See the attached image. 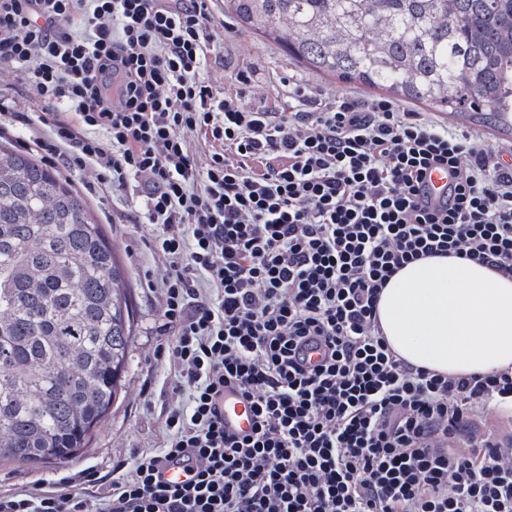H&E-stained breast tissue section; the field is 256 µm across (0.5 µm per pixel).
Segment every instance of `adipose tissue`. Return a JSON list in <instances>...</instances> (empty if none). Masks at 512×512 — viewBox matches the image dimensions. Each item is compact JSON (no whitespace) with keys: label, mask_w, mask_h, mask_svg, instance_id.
I'll use <instances>...</instances> for the list:
<instances>
[{"label":"adipose tissue","mask_w":512,"mask_h":512,"mask_svg":"<svg viewBox=\"0 0 512 512\" xmlns=\"http://www.w3.org/2000/svg\"><path fill=\"white\" fill-rule=\"evenodd\" d=\"M378 315L408 364L448 375L512 367V278L455 257L419 260L383 289Z\"/></svg>","instance_id":"obj_1"}]
</instances>
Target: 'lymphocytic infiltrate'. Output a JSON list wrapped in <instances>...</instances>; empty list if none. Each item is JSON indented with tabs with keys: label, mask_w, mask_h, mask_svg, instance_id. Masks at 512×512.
Here are the masks:
<instances>
[{
	"label": "lymphocytic infiltrate",
	"mask_w": 512,
	"mask_h": 512,
	"mask_svg": "<svg viewBox=\"0 0 512 512\" xmlns=\"http://www.w3.org/2000/svg\"><path fill=\"white\" fill-rule=\"evenodd\" d=\"M213 5L0 0V56L45 107L35 145L112 192L146 187L161 354L190 399L158 452L113 467L102 503L39 485L0 494V512H512V445L474 426L512 406V370L411 366L377 315L417 260L512 275V163L387 99L295 82L287 108L252 106L203 74ZM447 167L456 183L429 208L421 184ZM229 390L251 405L241 437ZM177 460L194 475L163 481ZM252 413L250 405L240 395L228 392L224 395V428L235 435L250 431Z\"/></svg>",
	"instance_id": "1"
}]
</instances>
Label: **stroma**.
Here are the masks:
<instances>
[{"instance_id": "35a3bbf8", "label": "stroma", "mask_w": 512, "mask_h": 512, "mask_svg": "<svg viewBox=\"0 0 512 512\" xmlns=\"http://www.w3.org/2000/svg\"><path fill=\"white\" fill-rule=\"evenodd\" d=\"M207 69L219 81L240 71L249 72L250 91L263 92L269 105L282 103L281 81L285 78L304 82L316 91L340 93L346 89L345 83L306 70L290 60L280 46L236 23L231 24L226 37L220 38ZM0 100L21 115L10 129L0 133V140L16 149L32 150V141L41 129L38 116L43 104L18 72L1 63ZM87 193L94 214L105 225L117 257L128 272L134 310L128 374L111 411L79 455L63 464L36 467L0 463V493L33 484L61 489L66 479L85 472L107 474L113 466L132 461L138 452L159 447L163 440L164 414L172 402L169 384L173 368L159 354V346L165 341L160 331L161 292L157 286L162 261L152 248V227L138 222L144 213V185L137 179L115 195L106 190Z\"/></svg>"}]
</instances>
